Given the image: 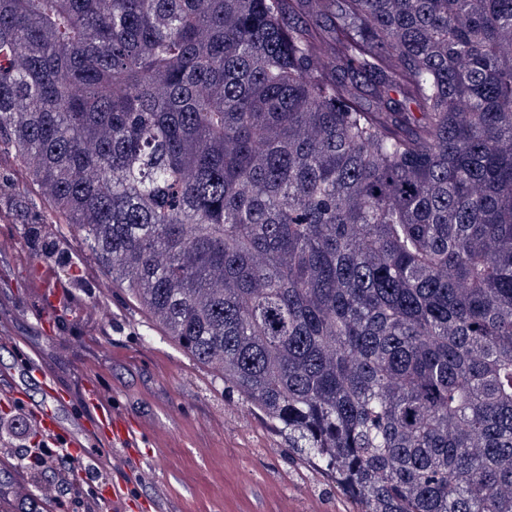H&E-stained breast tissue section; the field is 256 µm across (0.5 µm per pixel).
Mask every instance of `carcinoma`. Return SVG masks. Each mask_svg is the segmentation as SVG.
Listing matches in <instances>:
<instances>
[{
    "mask_svg": "<svg viewBox=\"0 0 512 512\" xmlns=\"http://www.w3.org/2000/svg\"><path fill=\"white\" fill-rule=\"evenodd\" d=\"M4 151L348 512H512V0H0Z\"/></svg>",
    "mask_w": 512,
    "mask_h": 512,
    "instance_id": "carcinoma-1",
    "label": "carcinoma"
}]
</instances>
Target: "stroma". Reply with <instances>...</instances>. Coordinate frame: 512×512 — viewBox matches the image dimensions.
Returning <instances> with one entry per match:
<instances>
[{
  "instance_id": "35a3bbf8",
  "label": "stroma",
  "mask_w": 512,
  "mask_h": 512,
  "mask_svg": "<svg viewBox=\"0 0 512 512\" xmlns=\"http://www.w3.org/2000/svg\"><path fill=\"white\" fill-rule=\"evenodd\" d=\"M50 253H36L23 227L0 221V386L23 399L0 406V505L13 512L36 473L19 459L18 445L44 441L29 408L44 403L41 386L24 375L37 358L60 386L76 393L93 381L115 410L141 430L147 446L114 461L88 437L70 472L72 490L43 512H112L99 497L104 482L124 480L130 512H337L336 492L314 466L297 465L281 433L251 412L236 393L157 332L125 289L104 287L105 275L81 236L64 224L46 227ZM64 281L68 307L47 326L39 294Z\"/></svg>"
}]
</instances>
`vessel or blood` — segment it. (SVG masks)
Returning a JSON list of instances; mask_svg holds the SVG:
<instances>
[{
    "instance_id": "1",
    "label": "vessel or blood",
    "mask_w": 512,
    "mask_h": 512,
    "mask_svg": "<svg viewBox=\"0 0 512 512\" xmlns=\"http://www.w3.org/2000/svg\"><path fill=\"white\" fill-rule=\"evenodd\" d=\"M82 415L71 423H64L50 407L35 406L31 413L42 430L60 437L64 446L77 449L85 445V432H93L105 440L114 452L135 453L143 440L138 427L119 414L102 396L94 383H86L81 392ZM102 496L111 501L113 512H127L130 506L124 483H106Z\"/></svg>"
}]
</instances>
